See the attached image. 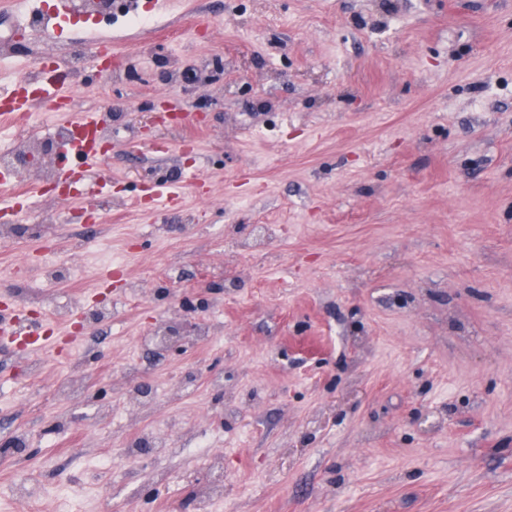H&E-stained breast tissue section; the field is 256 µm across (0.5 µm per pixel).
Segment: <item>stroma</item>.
Listing matches in <instances>:
<instances>
[{"mask_svg": "<svg viewBox=\"0 0 512 512\" xmlns=\"http://www.w3.org/2000/svg\"><path fill=\"white\" fill-rule=\"evenodd\" d=\"M68 4L0 0V83L62 58L109 185L16 217L0 308L114 314L0 341V512H512V0ZM70 11L78 18L92 16L93 13H106L126 27L137 26L143 21L132 0H71Z\"/></svg>", "mask_w": 512, "mask_h": 512, "instance_id": "obj_1", "label": "stroma"}]
</instances>
